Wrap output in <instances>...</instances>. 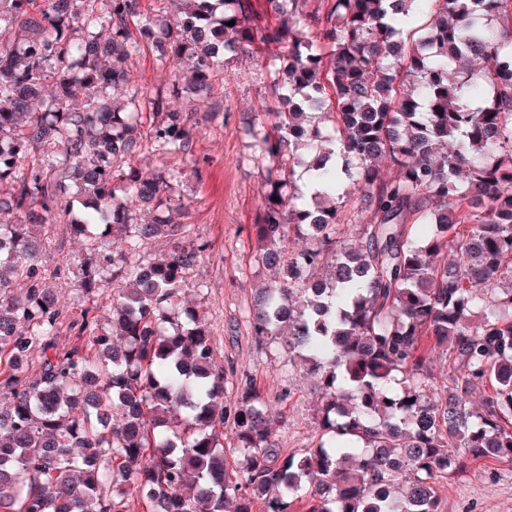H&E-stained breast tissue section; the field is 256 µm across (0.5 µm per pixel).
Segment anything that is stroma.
Listing matches in <instances>:
<instances>
[{
  "label": "stroma",
  "mask_w": 512,
  "mask_h": 512,
  "mask_svg": "<svg viewBox=\"0 0 512 512\" xmlns=\"http://www.w3.org/2000/svg\"><path fill=\"white\" fill-rule=\"evenodd\" d=\"M252 69V60L230 61L228 77L215 91L221 113L210 112L191 94L168 102L169 108L191 113L197 152L207 159L201 180L174 189L189 207L186 221L209 244L182 298L203 304L207 312L217 352L229 370L227 396H234L238 374L254 378L276 412L275 439L291 452L308 447L317 433L318 396L304 369L286 375V341H279L277 356H269L256 346L246 324L254 291L269 278L254 259L249 232L261 203L263 167L242 124L264 96L263 87L251 80ZM440 496L442 512H512V464L471 461L463 473L444 482Z\"/></svg>",
  "instance_id": "stroma-1"
}]
</instances>
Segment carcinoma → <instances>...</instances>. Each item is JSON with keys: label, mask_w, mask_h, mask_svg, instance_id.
Instances as JSON below:
<instances>
[{"label": "carcinoma", "mask_w": 512, "mask_h": 512, "mask_svg": "<svg viewBox=\"0 0 512 512\" xmlns=\"http://www.w3.org/2000/svg\"><path fill=\"white\" fill-rule=\"evenodd\" d=\"M176 2L0 0V512H441L464 461L512 462V0ZM159 42L190 67L153 92L127 61ZM244 52L268 89L252 233L271 275L248 323L272 355L288 327L321 394L318 440L284 454L251 376L224 396L180 299L208 244L169 218L202 169L163 97L210 98ZM59 226L85 258L50 271ZM69 275L87 299L126 288L66 347L49 280Z\"/></svg>", "instance_id": "1"}]
</instances>
